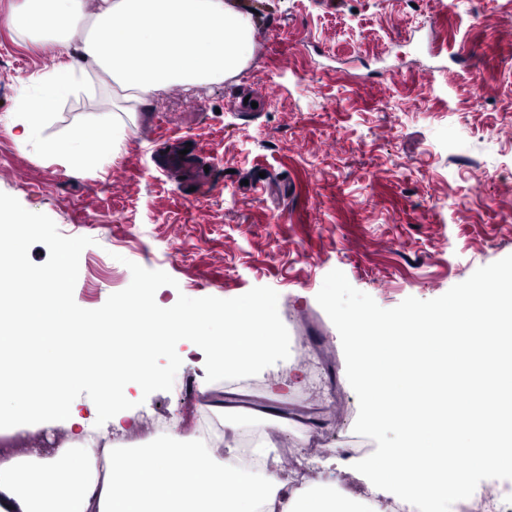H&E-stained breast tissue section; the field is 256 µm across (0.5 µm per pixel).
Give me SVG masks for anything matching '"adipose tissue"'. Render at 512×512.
<instances>
[{"mask_svg":"<svg viewBox=\"0 0 512 512\" xmlns=\"http://www.w3.org/2000/svg\"><path fill=\"white\" fill-rule=\"evenodd\" d=\"M16 31L68 56L32 80L16 122L25 143L44 159L61 161L67 175L82 177L101 170L102 161L121 151L125 118L149 106L173 85L196 86L239 75L249 58L254 26L230 0H17L8 17ZM88 35L73 43L75 27ZM99 78L112 98L115 117L98 131L96 155L83 150L81 126L58 137L43 135L58 106L85 91ZM0 301V432L8 421L27 416L59 422L67 444L40 457L0 450V512H360L357 501L325 481L299 493L283 474L266 469L249 473L225 464L235 448L193 445L142 448L114 456L111 447L92 440L99 423L113 433L134 428L128 407L130 389L153 385L157 371L143 363L117 379L100 400L60 404L19 394L22 361L35 355L50 368L64 367L61 343L75 318L61 289L30 276H12ZM152 320L150 341L170 342L199 329L196 341L208 353L210 377L247 373L277 342L275 322L264 302L247 299L234 316L198 303L160 311L149 294L132 290L99 316V333L111 336L134 321ZM180 468H172V454Z\"/></svg>","mask_w":512,"mask_h":512,"instance_id":"adipose-tissue-1","label":"adipose tissue"}]
</instances>
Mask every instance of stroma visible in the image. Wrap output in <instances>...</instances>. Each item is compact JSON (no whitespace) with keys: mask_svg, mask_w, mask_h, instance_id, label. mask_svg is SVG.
<instances>
[{"mask_svg":"<svg viewBox=\"0 0 512 512\" xmlns=\"http://www.w3.org/2000/svg\"><path fill=\"white\" fill-rule=\"evenodd\" d=\"M15 2L0 0V192L61 234L92 238L76 303L96 309L125 289L131 261L175 279L155 295L164 308L182 294L229 299L268 286L291 355L312 368L284 405L297 426L264 413L279 365L216 382L204 401L181 392L183 380L205 381L201 349L149 347L163 374L136 415L180 428H136L115 454L192 437L211 402L225 404L224 424L260 435L269 457L304 456L303 489L325 479L314 433L370 455L375 442L353 431L359 405L339 333L316 295L338 269L392 308L512 255V0H265L238 76L169 88L126 124L121 154L82 178L38 157L11 123L26 86L54 64L6 25ZM111 116L96 91L61 104L44 134L80 124L92 152ZM441 128L463 139L458 156ZM179 152L187 167H167Z\"/></svg>","mask_w":512,"mask_h":512,"instance_id":"stroma-1","label":"stroma"}]
</instances>
